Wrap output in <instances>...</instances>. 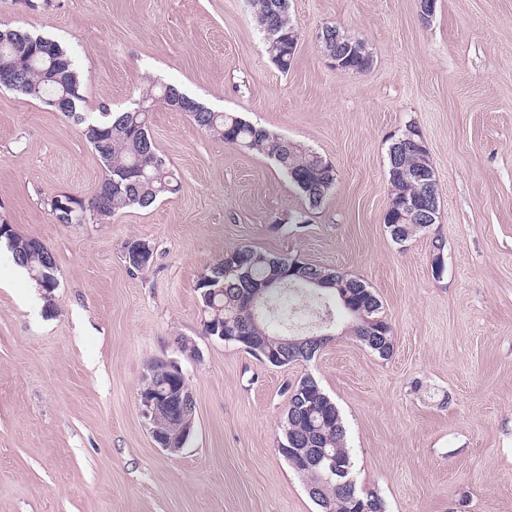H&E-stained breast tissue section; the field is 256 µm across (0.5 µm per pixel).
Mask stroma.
<instances>
[{"label": "stroma", "mask_w": 512, "mask_h": 512, "mask_svg": "<svg viewBox=\"0 0 512 512\" xmlns=\"http://www.w3.org/2000/svg\"><path fill=\"white\" fill-rule=\"evenodd\" d=\"M33 2L0 0V23L70 51L88 111L172 83L312 149L338 177L306 210L272 158L160 106L149 130L177 191L107 224H60L46 198L89 200L104 168L79 125L0 89V220L54 252L58 280L55 312L31 311V279L0 255V512H319L278 451L283 388L307 374L343 417L357 486L387 512H512V0H436L426 19L418 0H289L299 38L285 73L249 0ZM326 25L366 43L369 71L329 64L315 39ZM411 122L439 217L398 244L383 224L387 149ZM132 238L155 248L134 273ZM244 246L368 282L391 358L347 333L339 303L323 325L301 295L268 326L329 334L311 361L275 367L204 335L196 283ZM159 360L181 366L196 400L177 455L154 442L137 400Z\"/></svg>", "instance_id": "stroma-1"}]
</instances>
